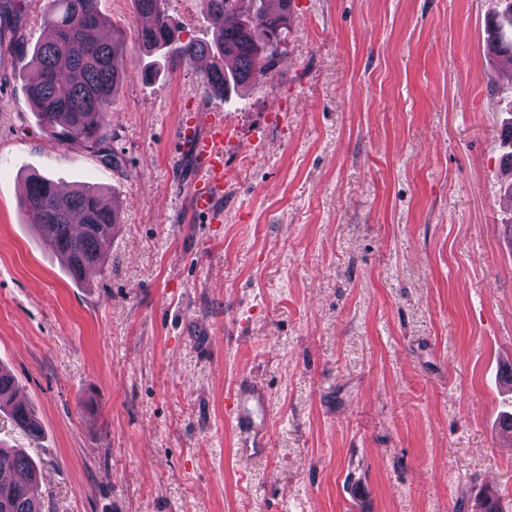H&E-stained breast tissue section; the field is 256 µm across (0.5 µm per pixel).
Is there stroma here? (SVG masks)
<instances>
[{"label":"stroma","mask_w":512,"mask_h":512,"mask_svg":"<svg viewBox=\"0 0 512 512\" xmlns=\"http://www.w3.org/2000/svg\"><path fill=\"white\" fill-rule=\"evenodd\" d=\"M0 37V362L38 435L44 512H512V74L496 0H292L243 94L199 65L144 81L135 0H101L127 77L94 148L59 144ZM219 112L224 198L196 211L175 137ZM29 174L96 184L120 222L75 284L21 209ZM267 390L266 456L236 451L238 379ZM502 9L495 13L490 20L492 46L501 52L512 54V36L508 37L509 26L512 33V0H498Z\"/></svg>","instance_id":"obj_1"}]
</instances>
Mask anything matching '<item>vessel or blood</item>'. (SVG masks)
<instances>
[{
  "instance_id": "b4317fda",
  "label": "vessel or blood",
  "mask_w": 512,
  "mask_h": 512,
  "mask_svg": "<svg viewBox=\"0 0 512 512\" xmlns=\"http://www.w3.org/2000/svg\"><path fill=\"white\" fill-rule=\"evenodd\" d=\"M230 138V131L220 117L211 120L200 136H191L184 130L178 135L179 144L191 149L197 161L195 207L199 211L212 212L215 203L224 196L227 176L224 150ZM228 409L235 425L239 456L265 455L269 447V404L265 391L250 380H241L233 391Z\"/></svg>"
}]
</instances>
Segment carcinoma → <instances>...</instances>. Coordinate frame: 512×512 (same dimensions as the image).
Listing matches in <instances>:
<instances>
[{"label": "carcinoma", "mask_w": 512, "mask_h": 512, "mask_svg": "<svg viewBox=\"0 0 512 512\" xmlns=\"http://www.w3.org/2000/svg\"><path fill=\"white\" fill-rule=\"evenodd\" d=\"M212 29L209 40H180L178 26L168 13V0H136L138 13L152 24L138 30L141 46L151 55L172 63L209 60L200 72L204 92L225 97L267 69L268 47L280 42L288 13L271 12L265 0H200ZM502 9L490 20L492 46L512 54V0H500ZM44 25L51 37L24 53L26 90L40 122L57 142L82 141L88 147L103 139L106 108L126 78L122 63L123 32L112 39L101 36L109 21L98 0H49ZM21 207L42 228L44 246L58 257L72 279L84 282L102 269L119 210L101 187L85 184L59 193L48 177H29L23 184ZM17 385L9 369L0 365V411L19 429L40 432L32 405L17 400ZM19 478L0 481V512H42L38 472L28 455L0 445V473Z\"/></svg>", "instance_id": "obj_1"}]
</instances>
